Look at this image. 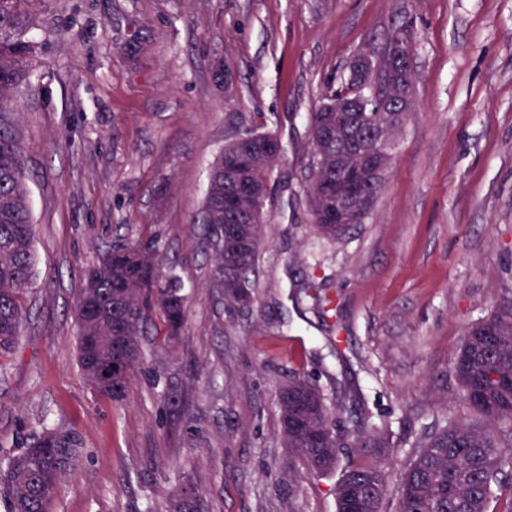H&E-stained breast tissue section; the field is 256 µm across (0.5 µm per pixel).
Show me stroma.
<instances>
[{"mask_svg":"<svg viewBox=\"0 0 512 512\" xmlns=\"http://www.w3.org/2000/svg\"><path fill=\"white\" fill-rule=\"evenodd\" d=\"M404 20L414 104L368 215L327 239L304 200L309 115L363 43ZM26 36L34 77L14 116L36 276L0 358V468L54 428L82 453L52 512H168L189 484L204 512H336L340 472L358 464L385 470L394 512L419 442L477 421L453 362L467 327L512 297V0H40ZM244 124L286 154L255 303L231 315L190 219ZM150 238L187 319L173 340L149 323L120 405L80 371L75 310L103 250ZM296 373L341 431L384 426L389 447L341 449L327 475L289 458L276 393Z\"/></svg>","mask_w":512,"mask_h":512,"instance_id":"1","label":"stroma"}]
</instances>
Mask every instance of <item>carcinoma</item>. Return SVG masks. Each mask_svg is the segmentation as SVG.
I'll return each instance as SVG.
<instances>
[{"instance_id":"cac0c4a2","label":"carcinoma","mask_w":512,"mask_h":512,"mask_svg":"<svg viewBox=\"0 0 512 512\" xmlns=\"http://www.w3.org/2000/svg\"><path fill=\"white\" fill-rule=\"evenodd\" d=\"M36 0H0V357L13 352L21 334V299L34 276L33 217L23 144L7 105L15 90L32 76L34 44L23 31L34 24ZM357 102L362 111L346 114L330 107ZM403 112L381 108L367 77L349 74L330 90L310 114L312 150L306 197L312 223L328 239L344 234L365 217L356 213L348 224H332L325 213L334 201L325 183L336 182L344 169H359L370 161L382 163L372 191L384 187ZM272 132L244 126L214 161L209 185L192 223L203 225L208 238L214 285L224 291V308L238 313L254 301L255 277L266 206L270 194L255 198L243 212L224 211V197L237 187L241 174L234 157L249 144L258 148ZM282 156L261 157L246 172L248 180L270 183ZM136 250L134 267L110 261L116 251ZM156 271L147 278L143 271ZM90 306L93 315L78 323V336H96L98 345L87 352L77 344L78 363L94 392L114 402L127 399L131 377L143 359L141 338L149 313L157 311L167 336H177L186 317L185 296L177 275L161 263L152 244H117L83 279L77 307ZM460 396L484 421H450L429 435L406 469L396 512H489L500 489V475L512 469V298L498 305L465 334L453 363ZM281 437L292 457L317 473L336 469L344 434L333 424L322 391L305 376H293L277 396ZM77 438L65 431L45 430L9 458L0 474L4 512H51L55 491L75 466ZM387 482L381 469L361 465L344 471L336 483L337 512H384ZM201 499L185 489L171 512H196Z\"/></svg>"}]
</instances>
